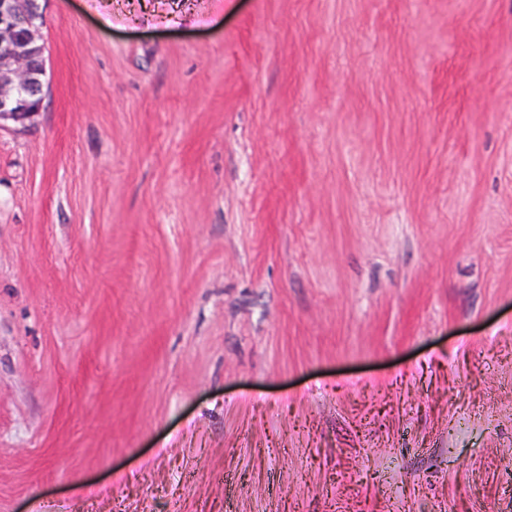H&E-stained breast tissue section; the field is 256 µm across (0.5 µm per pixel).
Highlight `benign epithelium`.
Here are the masks:
<instances>
[{"label": "benign epithelium", "instance_id": "1", "mask_svg": "<svg viewBox=\"0 0 512 512\" xmlns=\"http://www.w3.org/2000/svg\"><path fill=\"white\" fill-rule=\"evenodd\" d=\"M36 0H0L1 121L26 126L43 104L48 82L39 43Z\"/></svg>", "mask_w": 512, "mask_h": 512}]
</instances>
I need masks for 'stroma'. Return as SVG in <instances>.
<instances>
[{"label":"stroma","instance_id":"stroma-1","mask_svg":"<svg viewBox=\"0 0 512 512\" xmlns=\"http://www.w3.org/2000/svg\"><path fill=\"white\" fill-rule=\"evenodd\" d=\"M38 6L0 512H512V0Z\"/></svg>","mask_w":512,"mask_h":512}]
</instances>
